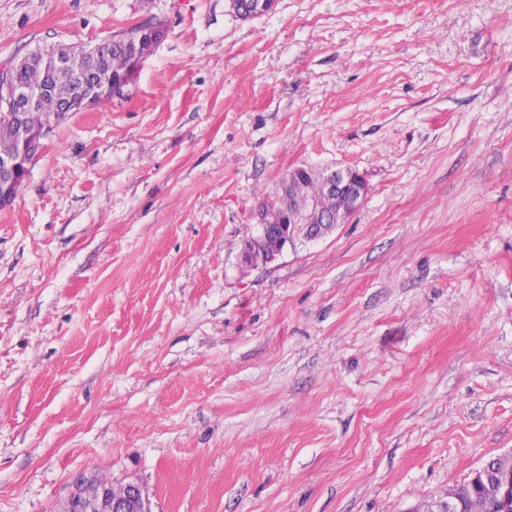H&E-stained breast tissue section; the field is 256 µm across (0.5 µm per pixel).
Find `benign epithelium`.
Here are the masks:
<instances>
[{"instance_id":"7a95c632","label":"benign epithelium","mask_w":512,"mask_h":512,"mask_svg":"<svg viewBox=\"0 0 512 512\" xmlns=\"http://www.w3.org/2000/svg\"><path fill=\"white\" fill-rule=\"evenodd\" d=\"M165 29L158 23L144 22L133 34L119 33L112 40H124L132 47V67L138 69L162 40ZM67 51L57 46L48 51L34 52L14 62L0 64V118L12 121L17 128V147L8 153H0V207L9 205L14 197V188L25 180L29 166L42 150L49 130L30 125L25 113L36 110L39 97L53 87L57 77L67 70ZM35 61L44 65L48 83L39 90L29 89L17 80L19 67ZM124 83H115L107 75L92 73L81 77L79 94L62 104V116L81 112L88 106L118 97ZM326 188L347 201L346 215L329 216L309 207L301 214L290 207L281 224H264L257 221L254 234L244 242L240 251V265L254 269L265 267L277 260L284 250L299 238L315 241L329 233L336 225L346 221L368 194L365 177L355 169L339 168L326 170ZM127 493L114 498L108 488L100 483H88L80 495L69 503V512H150V502L143 487L136 481L126 483Z\"/></svg>"}]
</instances>
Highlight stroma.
<instances>
[{
	"label": "stroma",
	"instance_id": "obj_1",
	"mask_svg": "<svg viewBox=\"0 0 512 512\" xmlns=\"http://www.w3.org/2000/svg\"><path fill=\"white\" fill-rule=\"evenodd\" d=\"M166 35L0 208V512H410L512 453V0H0V62ZM362 173L244 269L295 167ZM90 475L107 487L100 483H87L80 497L70 501L69 512H150L149 499L137 481L126 483L127 493L123 498H112L125 493V484L115 486L95 474Z\"/></svg>",
	"mask_w": 512,
	"mask_h": 512
}]
</instances>
